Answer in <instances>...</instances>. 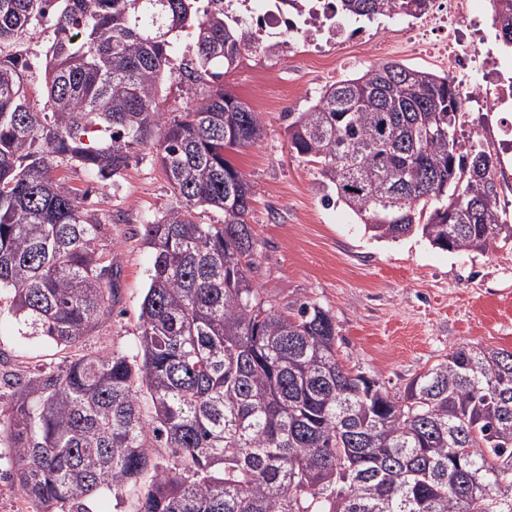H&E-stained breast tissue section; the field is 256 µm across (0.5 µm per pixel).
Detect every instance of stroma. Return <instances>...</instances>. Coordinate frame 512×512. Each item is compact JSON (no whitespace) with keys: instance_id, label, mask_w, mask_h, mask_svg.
<instances>
[{"instance_id":"1","label":"stroma","mask_w":512,"mask_h":512,"mask_svg":"<svg viewBox=\"0 0 512 512\" xmlns=\"http://www.w3.org/2000/svg\"><path fill=\"white\" fill-rule=\"evenodd\" d=\"M392 60L439 67L397 41L351 46L332 62L299 50L277 60L245 53L220 82L250 105L269 95L276 99L259 112L261 140L232 156L254 187L256 285L281 310L304 301L329 310L344 367L362 370L400 395L459 345L512 350V248L478 255L445 252L417 236L375 240L343 207L323 202L316 169L290 148L288 125L326 86ZM56 176L106 224L98 246L121 270L119 300L75 351L31 335L1 299L0 374L55 370L80 351L132 357L139 349L138 315L153 259L142 226L173 202L166 177L149 154L113 180L91 177L74 164L59 167Z\"/></svg>"}]
</instances>
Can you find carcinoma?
<instances>
[{"mask_svg":"<svg viewBox=\"0 0 512 512\" xmlns=\"http://www.w3.org/2000/svg\"><path fill=\"white\" fill-rule=\"evenodd\" d=\"M345 17L418 14L429 0H336ZM512 47V0H490ZM52 28L46 96L31 103L27 42ZM197 66L187 112L159 111L180 34ZM242 55L217 0H0V297L30 329L73 347L118 299L120 272L56 169L104 180L156 151L174 204L144 224L153 249L139 354H85L0 398L12 484L35 512H92L104 492L151 482L136 512H512V351L460 345L398 397L339 361L330 312L285 313L253 280V187L228 156L260 137L258 113L203 88ZM447 72L377 63L322 90L288 125L323 200L370 237L419 234L485 254L512 244L495 153L463 144ZM199 208L223 212L196 221ZM148 394L153 415L141 414ZM166 448L180 467L160 464Z\"/></svg>","mask_w":512,"mask_h":512,"instance_id":"obj_1","label":"carcinoma"}]
</instances>
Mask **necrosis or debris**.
<instances>
[{
	"label": "necrosis or debris",
	"instance_id": "4bbe7bcc",
	"mask_svg": "<svg viewBox=\"0 0 512 512\" xmlns=\"http://www.w3.org/2000/svg\"><path fill=\"white\" fill-rule=\"evenodd\" d=\"M481 0H431L422 14L401 22L411 49L449 66L462 88V109L512 112V59L497 48L495 26L475 21ZM224 16L239 23L248 42L281 55L296 47L319 56L370 41L366 27L336 14V0H224Z\"/></svg>",
	"mask_w": 512,
	"mask_h": 512
}]
</instances>
